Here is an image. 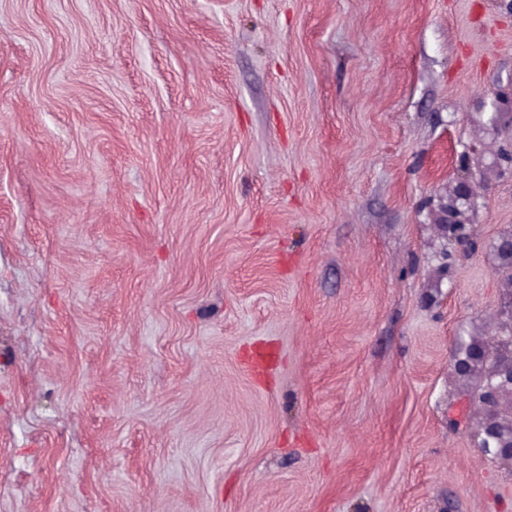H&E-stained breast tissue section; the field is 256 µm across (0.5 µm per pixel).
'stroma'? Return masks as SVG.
<instances>
[{"label": "stroma", "instance_id": "35a3bbf8", "mask_svg": "<svg viewBox=\"0 0 512 512\" xmlns=\"http://www.w3.org/2000/svg\"><path fill=\"white\" fill-rule=\"evenodd\" d=\"M511 82L512 0H0V512H512ZM461 179L462 180L458 190V198L454 190L448 191V194L441 198L438 207V215L436 218L435 226L441 237L446 239H448L449 235L454 232L458 224H465L463 219V210L458 211L454 207L456 203L461 204L458 205L459 208L468 207L470 205L467 176L465 172L463 173ZM456 217L459 218L455 219ZM508 308L509 326L503 330L511 332V336H497L498 340H506L508 349H493L489 344L467 342L464 336H459L457 345L462 353L452 354L451 365L460 376H467L476 364H492L493 373L487 377L481 389L473 395V399L487 410L486 417L480 422V427L474 430L478 446L486 455L503 462L512 464V417L504 420L499 417L498 409L502 397L506 394L512 398V301L504 302Z\"/></svg>", "mask_w": 512, "mask_h": 512}]
</instances>
